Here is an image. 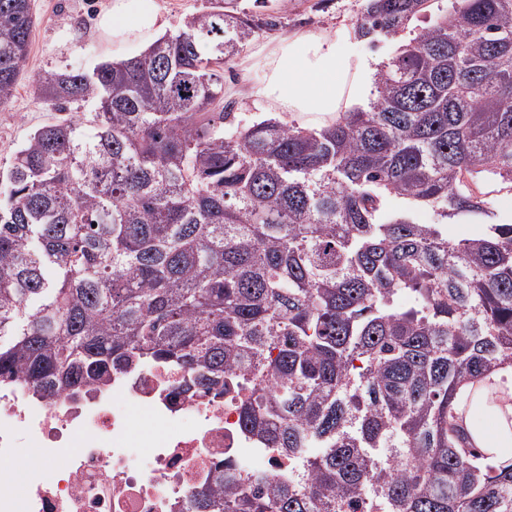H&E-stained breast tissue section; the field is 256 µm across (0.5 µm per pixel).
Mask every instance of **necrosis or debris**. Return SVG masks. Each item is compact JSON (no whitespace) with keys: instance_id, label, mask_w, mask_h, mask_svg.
I'll return each instance as SVG.
<instances>
[{"instance_id":"4bbe7bcc","label":"necrosis or debris","mask_w":512,"mask_h":512,"mask_svg":"<svg viewBox=\"0 0 512 512\" xmlns=\"http://www.w3.org/2000/svg\"><path fill=\"white\" fill-rule=\"evenodd\" d=\"M178 377L146 365L52 400L20 380L0 384V512H183L191 487L227 469L287 470L286 457L242 440L235 399L202 390L172 398ZM140 407L147 417L137 421ZM23 448L46 469L6 470Z\"/></svg>"}]
</instances>
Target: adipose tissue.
<instances>
[{
	"label": "adipose tissue",
	"instance_id": "obj_1",
	"mask_svg": "<svg viewBox=\"0 0 512 512\" xmlns=\"http://www.w3.org/2000/svg\"><path fill=\"white\" fill-rule=\"evenodd\" d=\"M166 26L159 0H108L97 20L107 42L141 52ZM267 67L264 94L274 108L331 118L362 105L377 71L375 60L355 57L335 38L314 32L289 39Z\"/></svg>",
	"mask_w": 512,
	"mask_h": 512
}]
</instances>
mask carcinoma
Segmentation results:
<instances>
[{"label": "carcinoma", "mask_w": 512, "mask_h": 512, "mask_svg": "<svg viewBox=\"0 0 512 512\" xmlns=\"http://www.w3.org/2000/svg\"><path fill=\"white\" fill-rule=\"evenodd\" d=\"M427 2L367 0L357 34ZM232 4L38 75L52 108L92 110L0 172V383L51 399L151 361L239 396L240 434L288 472L226 474L187 512H512V447L480 446L473 418L512 432L492 379L512 367V224L445 228L485 211L483 184L512 191V0H455L368 108L314 128L227 111L220 69L264 25ZM34 25L32 0H0V112Z\"/></svg>", "instance_id": "1"}]
</instances>
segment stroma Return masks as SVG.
I'll return each instance as SVG.
<instances>
[{
  "label": "stroma",
  "mask_w": 512,
  "mask_h": 512,
  "mask_svg": "<svg viewBox=\"0 0 512 512\" xmlns=\"http://www.w3.org/2000/svg\"><path fill=\"white\" fill-rule=\"evenodd\" d=\"M366 0H269L259 9L269 25L260 30L224 69V101L242 119L263 116L267 62L288 37L303 32L328 33L337 44L362 57L387 62L399 44L414 36L419 21L395 37L377 42L359 38L356 29ZM104 0H33L36 23L30 37L25 70L7 111L0 112V166L7 165L15 151L36 129L60 120L35 89L38 73L57 68L89 69L115 58L104 42L96 21ZM489 223H512V193L488 194L485 212L461 214L448 220L449 237L468 238Z\"/></svg>",
  "instance_id": "1"
}]
</instances>
